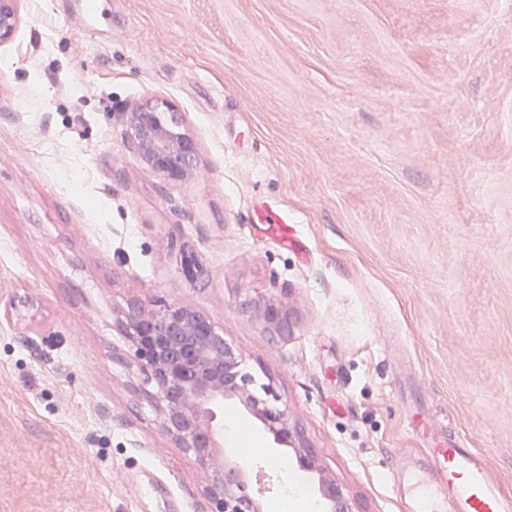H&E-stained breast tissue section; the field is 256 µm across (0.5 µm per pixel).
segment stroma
<instances>
[{
    "label": "stroma",
    "mask_w": 512,
    "mask_h": 512,
    "mask_svg": "<svg viewBox=\"0 0 512 512\" xmlns=\"http://www.w3.org/2000/svg\"><path fill=\"white\" fill-rule=\"evenodd\" d=\"M0 43V512H208L207 469L145 393L128 305H192L272 383L350 512L415 411L512 490V9L503 0H14ZM196 145L151 171L125 114ZM287 210L297 251L249 223ZM190 254L203 276L186 278ZM283 302L280 325L258 306ZM255 497L313 471L227 403ZM69 7L82 17L86 31L97 29L103 16V10L98 1L74 0Z\"/></svg>",
    "instance_id": "1"
}]
</instances>
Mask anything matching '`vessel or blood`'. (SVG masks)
<instances>
[{
  "instance_id": "1",
  "label": "vessel or blood",
  "mask_w": 512,
  "mask_h": 512,
  "mask_svg": "<svg viewBox=\"0 0 512 512\" xmlns=\"http://www.w3.org/2000/svg\"><path fill=\"white\" fill-rule=\"evenodd\" d=\"M71 10L83 19L86 30H96L103 16L98 0H72ZM253 223L271 225L274 235L291 242L295 229L287 212L261 200L253 207ZM411 426L427 442L411 457L409 472L418 476L422 495L408 512H431L430 497H438L445 512H512V494L505 492L499 474L465 437H449L429 424L424 414H414Z\"/></svg>"
}]
</instances>
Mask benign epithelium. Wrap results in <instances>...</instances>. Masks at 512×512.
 <instances>
[{"label": "benign epithelium", "instance_id": "1", "mask_svg": "<svg viewBox=\"0 0 512 512\" xmlns=\"http://www.w3.org/2000/svg\"><path fill=\"white\" fill-rule=\"evenodd\" d=\"M0 0V43L15 30V14ZM133 147L154 172L171 180L193 176L192 161L175 167L169 158L193 155L194 139L179 122L169 126L160 113L140 105L127 113ZM134 359L147 382L154 385L162 424L177 445L209 471L205 489L209 512H264L263 502L252 496L250 468L223 451L224 418L219 410L228 401L260 422L279 447H289L303 464L309 460L303 439L294 431L288 410L270 405L278 400L265 385L263 395L250 386L252 376L239 371L240 361L215 325L185 304L153 308L140 304L121 319ZM318 474L323 512H336V486Z\"/></svg>", "mask_w": 512, "mask_h": 512}]
</instances>
